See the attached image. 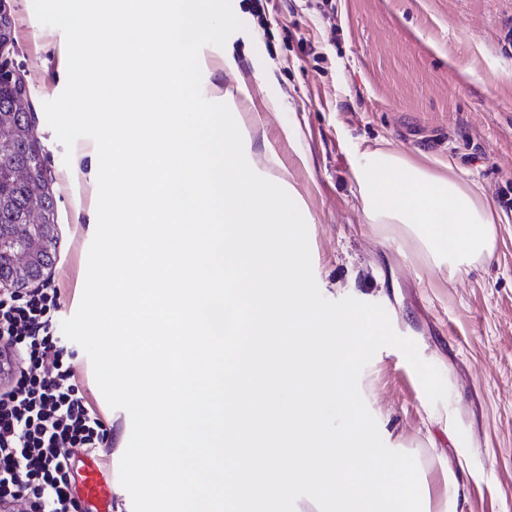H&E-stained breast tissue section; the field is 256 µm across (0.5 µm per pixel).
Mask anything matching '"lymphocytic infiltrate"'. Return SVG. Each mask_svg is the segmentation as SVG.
Returning <instances> with one entry per match:
<instances>
[{
    "mask_svg": "<svg viewBox=\"0 0 512 512\" xmlns=\"http://www.w3.org/2000/svg\"><path fill=\"white\" fill-rule=\"evenodd\" d=\"M55 289L0 293V505L29 512H81L70 466L112 440L98 411L73 384V366L52 334Z\"/></svg>",
    "mask_w": 512,
    "mask_h": 512,
    "instance_id": "1",
    "label": "lymphocytic infiltrate"
}]
</instances>
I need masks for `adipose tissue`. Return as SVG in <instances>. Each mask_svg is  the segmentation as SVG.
Masks as SVG:
<instances>
[{"label":"adipose tissue","mask_w":512,"mask_h":512,"mask_svg":"<svg viewBox=\"0 0 512 512\" xmlns=\"http://www.w3.org/2000/svg\"><path fill=\"white\" fill-rule=\"evenodd\" d=\"M372 224H403L434 265L460 272L491 252L494 219L461 183L394 152H377L354 173Z\"/></svg>","instance_id":"1"}]
</instances>
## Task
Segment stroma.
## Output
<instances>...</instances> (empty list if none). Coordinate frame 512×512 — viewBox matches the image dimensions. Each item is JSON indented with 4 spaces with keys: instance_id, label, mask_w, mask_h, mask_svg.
<instances>
[{
    "instance_id": "1",
    "label": "stroma",
    "mask_w": 512,
    "mask_h": 512,
    "mask_svg": "<svg viewBox=\"0 0 512 512\" xmlns=\"http://www.w3.org/2000/svg\"><path fill=\"white\" fill-rule=\"evenodd\" d=\"M243 30L205 46L202 89L219 102L246 83L234 117L251 167L286 177L304 199L313 272L327 299L377 303L415 341L448 389L433 404L404 355L381 348L361 395L384 443L413 454L434 503L456 475L465 512H512V0H231ZM11 68L30 104L33 141L55 203L57 243L46 284L60 323L77 311L97 204L91 139L65 151L44 102L65 88L57 28L33 0H7ZM233 63H225V54ZM277 109H269V102ZM377 151L401 153L462 180L490 208L493 251L460 273L434 267L400 224L368 223L355 171ZM81 394L131 433L101 393L84 349L65 341Z\"/></svg>"
}]
</instances>
